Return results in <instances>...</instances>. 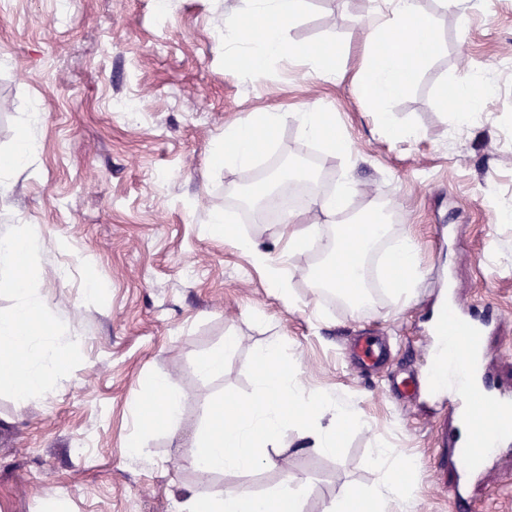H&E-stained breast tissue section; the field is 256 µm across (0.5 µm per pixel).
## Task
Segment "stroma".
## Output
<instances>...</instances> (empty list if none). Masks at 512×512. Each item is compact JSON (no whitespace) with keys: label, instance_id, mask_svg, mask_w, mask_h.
<instances>
[{"label":"stroma","instance_id":"1","mask_svg":"<svg viewBox=\"0 0 512 512\" xmlns=\"http://www.w3.org/2000/svg\"><path fill=\"white\" fill-rule=\"evenodd\" d=\"M0 0V155L20 129L37 144L32 165L0 197V235L29 228L40 246L29 259L43 301L42 325L57 335L68 363L44 391L18 403L0 386V512H179L188 495L244 489L265 495L284 483L302 490L303 512H323L349 485L374 490L379 444L414 463L413 512H452L446 487L461 480L474 512H512V443L462 476L438 469L455 448L456 413L429 387L430 329L445 290L471 312L490 311L482 372L512 389V0H486L460 20L439 0H420L434 17L439 52L393 106L414 127L409 141L387 138L350 79L361 61L378 0H309L288 36L336 43L348 73L318 80L291 61L257 78L231 72L224 20L241 0ZM466 72L495 87L480 112L453 124L440 92ZM137 98L136 112L112 99ZM322 102L348 141L343 155L297 133V114ZM267 107L288 115L270 149L249 168L212 165L227 126ZM315 156L319 190L331 193L345 168L357 181L354 211L384 207L392 232L419 245L413 296L397 299L376 273L387 246L368 258L369 304L352 311L313 288L321 255L288 258L293 304L267 285L236 245L210 237L216 209L234 212L242 231L270 253L285 224L258 221L242 194L272 170L304 172ZM361 336L384 341L385 364L362 369L351 356ZM235 339L221 375L204 379L198 359ZM280 341L306 389L330 391L354 406L360 424L335 455L298 451L295 431L249 472L201 476L180 459L204 430L209 400L255 396L256 347ZM413 372L409 398L389 397L393 378ZM182 395L176 431L144 437L131 456L140 401L155 375ZM92 433L89 458L73 455Z\"/></svg>","mask_w":512,"mask_h":512}]
</instances>
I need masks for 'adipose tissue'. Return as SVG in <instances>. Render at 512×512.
<instances>
[{
  "label": "adipose tissue",
  "mask_w": 512,
  "mask_h": 512,
  "mask_svg": "<svg viewBox=\"0 0 512 512\" xmlns=\"http://www.w3.org/2000/svg\"><path fill=\"white\" fill-rule=\"evenodd\" d=\"M237 16L226 20L224 52L231 55L246 51L251 73L263 72L270 63L303 59L311 61L322 81L333 83L345 76L337 64L339 48L333 43L307 45L288 41V29L304 14L307 0H241ZM386 7L369 25L361 63L353 81L362 97L375 112L378 124L387 136L404 140L416 137L415 128L399 124L391 108L414 84L419 69L439 50L440 41L432 17L419 0H384ZM493 87L482 75H463L454 85V95L445 108L455 122L468 120L478 112ZM285 118L274 109L251 113L241 123L225 128L224 140L214 152L215 163L227 168L251 167L273 139ZM299 135L319 143L332 154H342L347 142L336 125L333 113L319 105L308 106L297 117ZM354 192L351 171H344L331 194L313 195L311 209L321 222L333 225L332 235L320 239L313 224L293 225L281 240L282 254L302 249L318 240L326 257L314 273L316 286L330 289L352 307H361L368 298L365 268L352 265V253L368 256L384 239L394 247L387 275L397 295L412 296L417 278L418 247L411 235L391 237L383 208L370 205L360 213L350 214L346 201ZM230 211H214L208 224L216 238L235 240L248 253L254 264L264 269L271 290L283 301H290V273L285 263L275 262L270 253L251 239L241 236ZM36 239L28 229L0 236V268L13 271L7 288L17 302L12 309L0 313V385H8L18 401L43 390L62 365L61 356L51 363L41 361L39 339L41 328L34 323L41 314V301L28 276V261ZM251 368L257 378V398H243L227 404L211 403L208 428L190 448L185 461L195 471L207 476L227 470L249 471L270 461L269 449L277 447L281 436L296 429L301 448L320 455L335 454L341 445L345 428L360 423L358 412L338 403L325 392L303 393L297 375L285 372L282 346L272 342L255 349ZM152 403L142 419L140 433L129 446L134 454H142L141 435L146 431L174 430L179 424L182 399L166 376H156L151 385ZM383 472V483L375 493L348 488L339 502L327 512H387L396 505L398 512H409L411 494L400 482L398 472L409 468L407 459L395 449L381 447L373 460ZM300 489L285 485L272 494L258 496L238 490H220L208 496L190 495L183 503L184 512H301Z\"/></svg>",
  "instance_id": "adipose-tissue-1"
}]
</instances>
